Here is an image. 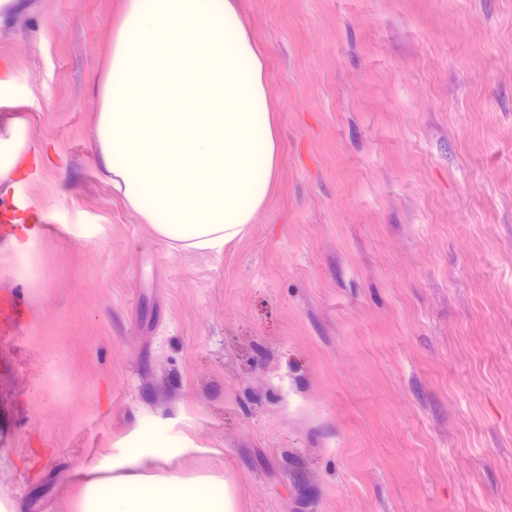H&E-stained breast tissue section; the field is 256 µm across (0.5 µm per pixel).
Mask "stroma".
I'll list each match as a JSON object with an SVG mask.
<instances>
[{
  "label": "stroma",
  "instance_id": "stroma-1",
  "mask_svg": "<svg viewBox=\"0 0 512 512\" xmlns=\"http://www.w3.org/2000/svg\"><path fill=\"white\" fill-rule=\"evenodd\" d=\"M126 0H12L42 175L0 297V489L72 512L151 412L236 512H512V0H236L279 142L218 254L126 208L96 136ZM27 319L25 306L12 298L0 302V332L11 334Z\"/></svg>",
  "mask_w": 512,
  "mask_h": 512
}]
</instances>
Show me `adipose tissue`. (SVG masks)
<instances>
[{"instance_id": "adipose-tissue-1", "label": "adipose tissue", "mask_w": 512, "mask_h": 512, "mask_svg": "<svg viewBox=\"0 0 512 512\" xmlns=\"http://www.w3.org/2000/svg\"><path fill=\"white\" fill-rule=\"evenodd\" d=\"M264 63L234 0H126L97 124L101 159L123 203L169 248L219 252L242 238L278 166ZM0 81V184L38 178V150ZM40 199L16 201L0 251L26 258L41 227ZM174 418L153 414L119 440L120 474L81 470L74 512H234L224 478L159 473L176 447Z\"/></svg>"}]
</instances>
